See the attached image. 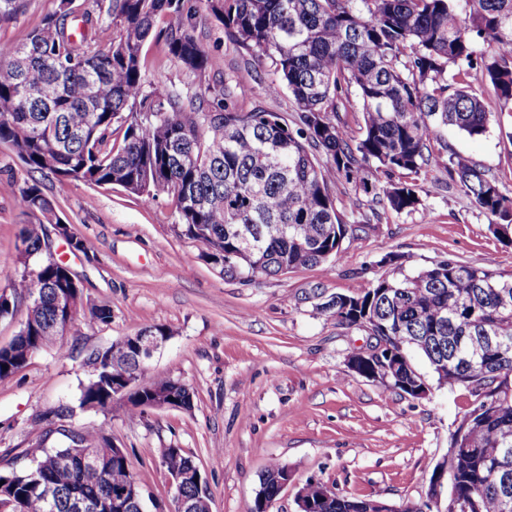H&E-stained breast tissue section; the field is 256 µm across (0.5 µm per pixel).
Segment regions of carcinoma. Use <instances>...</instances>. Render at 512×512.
Segmentation results:
<instances>
[{"instance_id": "carcinoma-1", "label": "carcinoma", "mask_w": 512, "mask_h": 512, "mask_svg": "<svg viewBox=\"0 0 512 512\" xmlns=\"http://www.w3.org/2000/svg\"><path fill=\"white\" fill-rule=\"evenodd\" d=\"M233 42L270 63V94L288 90L297 120L262 109L241 111L238 93L222 84L192 93L145 91V42L164 41L169 55L200 77L210 65L196 35L198 7L188 0H93L76 14L74 0L54 11L20 43H0V143L29 169L62 185L81 181L118 186L145 203L167 195L177 233L206 247L227 278L284 274L325 264L350 230L330 184L354 188L345 206L372 196L396 213L422 204V169L439 163L430 136L452 128L484 135L495 115L475 84L489 88L512 112V0H198ZM25 0H0V22L13 20ZM167 18L165 28L157 27ZM356 96L361 137L352 142L341 111ZM448 175L493 218L494 231H512V197L470 157L448 156ZM407 176L393 180L394 174ZM19 209L43 220L20 235L32 252L45 245V225L58 223L36 181L23 180ZM478 265L441 260L412 275L384 277L336 294L320 313L350 327H366L390 352L388 381L414 397L425 378L403 368L422 354L439 384L470 396L460 424L477 430L448 442L439 468L457 512H512V288ZM72 283L61 261L21 270L8 284L12 303L35 300L28 342L0 346V379L22 371L31 355L58 346L65 356L67 317L57 295ZM91 321H112L110 306L79 307ZM95 381L83 386L80 406L106 411L125 399L132 414L153 407V394L189 410L182 382L155 377L139 390L126 381L144 375L131 342L111 343ZM87 448L94 462L72 456ZM174 475L195 466L181 448L162 453ZM273 462L260 478L250 512H269L278 497ZM21 512H75L78 495L112 498L136 481L126 453H117L105 425L70 430L60 448L5 473ZM54 493L47 509L44 487ZM310 483L303 512H366L357 497L323 494ZM174 512H209V492L188 482L175 489Z\"/></svg>"}]
</instances>
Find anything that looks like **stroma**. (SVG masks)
Here are the masks:
<instances>
[{"mask_svg":"<svg viewBox=\"0 0 512 512\" xmlns=\"http://www.w3.org/2000/svg\"><path fill=\"white\" fill-rule=\"evenodd\" d=\"M55 7L56 0H28L16 19L0 23V42L22 41ZM197 33L210 55L205 78L171 58L163 42L151 40L145 45L147 88L184 91L202 80L231 84L249 67L258 77L237 108L260 107L295 121L288 92L265 90L268 64L230 41L214 18L201 20ZM485 101L499 112L493 96ZM499 114V123L481 137L445 130L440 138L449 151L471 156L494 174L512 197V114ZM24 178L41 183L71 232L84 240L86 254L72 255L58 238L53 251L80 281L85 302L111 306L112 321L78 317L65 336L69 356L44 348L22 371L0 380V456L20 469L41 455L33 422L64 405L73 413L62 419L63 428L103 425L125 448L146 512L172 506L174 488L161 459L166 448L183 449L199 466L211 512H249L260 477L274 461L287 465L291 481L271 512H298L296 494L310 481L394 507L424 496L468 406L466 391L438 384L417 354L412 362L430 387L421 398L352 373L347 361L368 348L370 336L318 307L330 295L390 275L382 262L390 253L400 256L407 274L451 258L512 277V243L492 233L490 216L449 180L445 167L422 171L426 193L415 211L377 210L363 197L355 214L362 227L348 233L337 259L246 281L226 278L204 258L202 245L175 233L167 196L145 204L119 187H63L50 173L24 169L0 144V289L21 271L17 236L35 221L16 206ZM154 325L166 327L171 337L145 376L185 383L193 392L192 408L136 416L121 400L104 412L80 408L81 389L92 377L85 364L89 353Z\"/></svg>","mask_w":512,"mask_h":512,"instance_id":"stroma-1","label":"stroma"}]
</instances>
